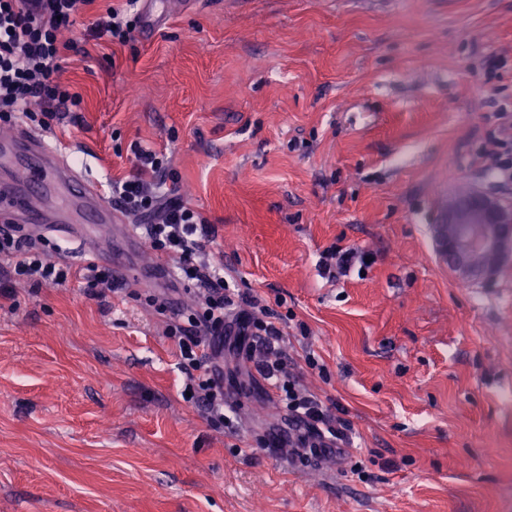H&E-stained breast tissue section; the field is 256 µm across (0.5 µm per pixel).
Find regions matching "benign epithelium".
Segmentation results:
<instances>
[{
  "instance_id": "benign-epithelium-1",
  "label": "benign epithelium",
  "mask_w": 512,
  "mask_h": 512,
  "mask_svg": "<svg viewBox=\"0 0 512 512\" xmlns=\"http://www.w3.org/2000/svg\"><path fill=\"white\" fill-rule=\"evenodd\" d=\"M436 233L451 267L463 278L495 268L481 261L487 256L504 260L512 252V203L476 189L469 195H451L443 206Z\"/></svg>"
}]
</instances>
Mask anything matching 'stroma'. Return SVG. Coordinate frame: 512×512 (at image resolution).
Masks as SVG:
<instances>
[{"label": "stroma", "instance_id": "stroma-1", "mask_svg": "<svg viewBox=\"0 0 512 512\" xmlns=\"http://www.w3.org/2000/svg\"><path fill=\"white\" fill-rule=\"evenodd\" d=\"M109 6L63 32L82 104L46 139L97 180L132 172L131 142L165 153L206 253L353 443L269 447L282 411L236 348L234 420L207 421L140 288L21 281L0 299V512H512V259L464 280L434 236L460 186L512 199L489 170L512 0H194L125 45L90 34ZM348 247L372 264L323 275Z\"/></svg>", "mask_w": 512, "mask_h": 512}]
</instances>
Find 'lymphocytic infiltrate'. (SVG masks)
<instances>
[{
    "instance_id": "lymphocytic-infiltrate-1",
    "label": "lymphocytic infiltrate",
    "mask_w": 512,
    "mask_h": 512,
    "mask_svg": "<svg viewBox=\"0 0 512 512\" xmlns=\"http://www.w3.org/2000/svg\"><path fill=\"white\" fill-rule=\"evenodd\" d=\"M92 0H0V126L24 118L46 129L62 108L78 106L77 94L61 79L62 56L78 51L74 41L60 35L83 15ZM139 14L124 15L106 9L93 22L90 33L110 43L131 41ZM130 150L134 169L112 181L113 203L143 221V232L158 258L176 264L180 282L195 286V306L174 311L168 336L175 344L184 388L190 400L214 423L224 420V382L217 359L231 337H248L252 348L269 351L280 340V330L251 314L232 313L235 293L224 269L203 253V242L214 229L197 210L182 203L167 181L171 177L164 154L134 142ZM43 237L19 234L17 228L0 230V258L7 259L0 275V297L12 295L11 282L30 280L60 286L69 280L67 265L52 260ZM257 372L275 387L283 423L273 435L277 446L295 444L318 457L335 452L348 438L349 424L331 417L315 396L302 393L283 359L261 360Z\"/></svg>"
}]
</instances>
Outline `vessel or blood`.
<instances>
[{"label": "vessel or blood", "mask_w": 512, "mask_h": 512, "mask_svg": "<svg viewBox=\"0 0 512 512\" xmlns=\"http://www.w3.org/2000/svg\"><path fill=\"white\" fill-rule=\"evenodd\" d=\"M174 0H143L145 32H154ZM0 222L28 228L123 223L118 208L107 200L98 182L71 166L65 147L49 144L42 134L22 128L0 136Z\"/></svg>", "instance_id": "vessel-or-blood-1"}]
</instances>
